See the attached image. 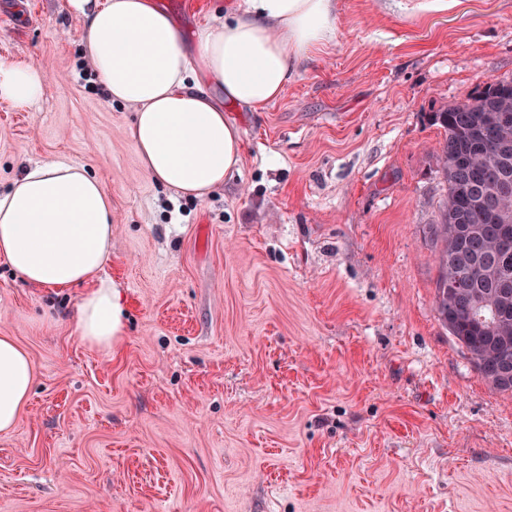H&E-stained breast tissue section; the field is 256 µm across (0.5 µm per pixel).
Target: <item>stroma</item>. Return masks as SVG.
Masks as SVG:
<instances>
[{
	"label": "stroma",
	"instance_id": "1",
	"mask_svg": "<svg viewBox=\"0 0 512 512\" xmlns=\"http://www.w3.org/2000/svg\"><path fill=\"white\" fill-rule=\"evenodd\" d=\"M240 0H157L197 50ZM336 33L264 111L231 109L238 171L205 201L145 172L82 78L71 0H0V193L62 157L112 199L119 354L86 344L80 289L0 262V336L36 371L0 433V512H512V396L437 319L429 227L446 190L431 114L512 79V0H334ZM46 73L28 63H0V99L33 106L43 95Z\"/></svg>",
	"mask_w": 512,
	"mask_h": 512
}]
</instances>
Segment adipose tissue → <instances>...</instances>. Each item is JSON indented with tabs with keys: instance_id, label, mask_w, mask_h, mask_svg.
Here are the masks:
<instances>
[{
	"instance_id": "adipose-tissue-1",
	"label": "adipose tissue",
	"mask_w": 512,
	"mask_h": 512,
	"mask_svg": "<svg viewBox=\"0 0 512 512\" xmlns=\"http://www.w3.org/2000/svg\"><path fill=\"white\" fill-rule=\"evenodd\" d=\"M84 17L81 53L112 103L130 105V139L146 173L177 194L205 200L237 170L243 142L224 115L233 103L258 112L279 99L296 61L336 31L332 0H242L207 26L200 59L154 0H72ZM45 72L0 63V99L39 102ZM224 92L216 99L211 87ZM112 256V203L83 167L60 159L27 166L0 193V260L23 282L81 286L77 306L84 342L118 351L126 334L122 291L103 269ZM34 383L33 364L0 336V432L19 427Z\"/></svg>"
}]
</instances>
